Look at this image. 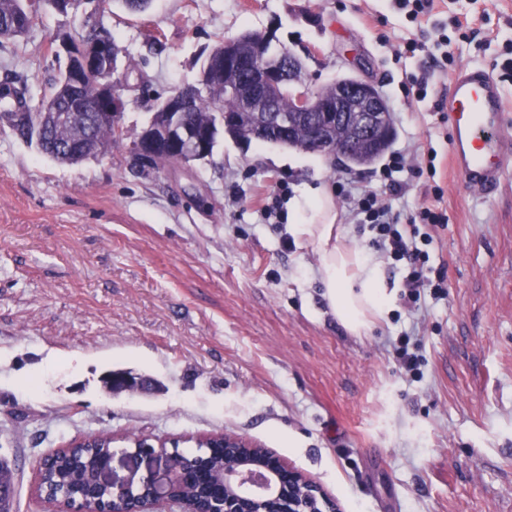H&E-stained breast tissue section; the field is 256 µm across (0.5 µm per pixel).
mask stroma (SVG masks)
I'll list each match as a JSON object with an SVG mask.
<instances>
[{"mask_svg": "<svg viewBox=\"0 0 512 512\" xmlns=\"http://www.w3.org/2000/svg\"><path fill=\"white\" fill-rule=\"evenodd\" d=\"M27 33L0 42V84L38 108L58 69L48 46L100 19L118 47L125 139L62 165L0 126V457L15 472L11 512H36L41 458L90 434L179 441L228 432L269 448L319 483L342 512H512V173L498 194L469 193L450 161L434 99L406 77L451 71L403 38L429 40L396 0H83L61 15L33 0ZM437 20L488 13L449 30L455 67L492 68L512 45V0H437ZM257 30L303 63L318 90L343 74L373 81L395 116L394 150L437 152L448 227L439 254L448 297L408 311L395 298L361 335L332 313L296 237L300 190L355 180L381 190L375 167L274 144L219 139L212 161L142 174L127 159L159 98L193 83L218 38ZM283 188L282 224L257 202ZM409 335L418 373L394 345ZM125 369L135 392H108Z\"/></svg>", "mask_w": 512, "mask_h": 512, "instance_id": "35a3bbf8", "label": "stroma"}]
</instances>
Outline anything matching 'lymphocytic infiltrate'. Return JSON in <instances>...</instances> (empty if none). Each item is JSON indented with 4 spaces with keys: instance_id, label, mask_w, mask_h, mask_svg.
<instances>
[{
    "instance_id": "f902f5d3",
    "label": "lymphocytic infiltrate",
    "mask_w": 512,
    "mask_h": 512,
    "mask_svg": "<svg viewBox=\"0 0 512 512\" xmlns=\"http://www.w3.org/2000/svg\"><path fill=\"white\" fill-rule=\"evenodd\" d=\"M434 151L423 155L397 152L392 154L379 174L382 191L364 189L348 181L337 183L336 195L345 205L356 223L369 227L371 246L393 262L404 263L408 273L405 286L410 306H417L423 295L442 300L448 295V282L444 267H433L429 245L438 238L448 224V217L438 212L435 199L441 198V189H434L433 203H421L409 214L397 209L394 201L401 196L405 176L420 173L421 169L435 171Z\"/></svg>"
}]
</instances>
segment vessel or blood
<instances>
[{"mask_svg":"<svg viewBox=\"0 0 512 512\" xmlns=\"http://www.w3.org/2000/svg\"><path fill=\"white\" fill-rule=\"evenodd\" d=\"M442 110L454 169L476 195L496 194L512 173V117L498 81L487 69L461 67L449 82Z\"/></svg>","mask_w":512,"mask_h":512,"instance_id":"obj_1","label":"vessel or blood"}]
</instances>
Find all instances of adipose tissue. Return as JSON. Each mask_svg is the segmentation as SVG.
<instances>
[{
  "instance_id": "adipose-tissue-1",
  "label": "adipose tissue",
  "mask_w": 512,
  "mask_h": 512,
  "mask_svg": "<svg viewBox=\"0 0 512 512\" xmlns=\"http://www.w3.org/2000/svg\"><path fill=\"white\" fill-rule=\"evenodd\" d=\"M311 203L293 232L309 243L319 257L318 277L336 318L353 333L369 328L393 305L394 293L380 264L364 251L341 245L336 234L338 212L325 189L304 187Z\"/></svg>"
}]
</instances>
